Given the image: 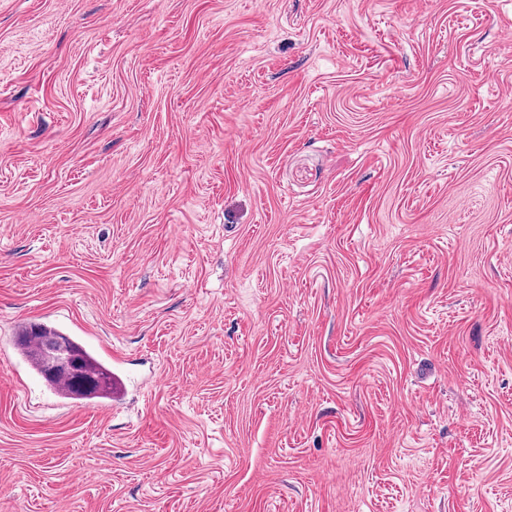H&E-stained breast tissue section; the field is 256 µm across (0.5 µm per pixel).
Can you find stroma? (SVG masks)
Here are the masks:
<instances>
[{
  "label": "stroma",
  "mask_w": 512,
  "mask_h": 512,
  "mask_svg": "<svg viewBox=\"0 0 512 512\" xmlns=\"http://www.w3.org/2000/svg\"><path fill=\"white\" fill-rule=\"evenodd\" d=\"M512 0H0V512H512ZM38 329L42 336H58L64 339L75 355L79 358L86 372L102 375L104 381L94 391H85L77 383L67 378L56 379L49 376L45 369L46 355L43 347L33 339V332ZM65 337V338H63ZM59 338H48L46 347L53 358V371L58 373L68 372L77 364V358L70 348ZM16 345L21 351V356L29 362L32 370L41 376L50 389L56 391L63 399L70 400H91L103 398L112 394L115 402L120 399L126 390L127 376L117 367H112V376L104 367L98 356L87 349L80 341L71 336H66L55 328L45 325H30L21 330L16 339Z\"/></svg>",
  "instance_id": "1"
}]
</instances>
